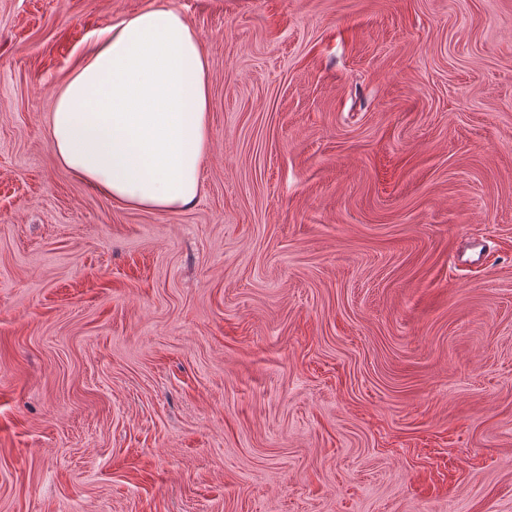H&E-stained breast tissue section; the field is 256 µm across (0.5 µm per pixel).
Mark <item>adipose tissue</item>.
I'll return each mask as SVG.
<instances>
[{"instance_id":"1","label":"adipose tissue","mask_w":512,"mask_h":512,"mask_svg":"<svg viewBox=\"0 0 512 512\" xmlns=\"http://www.w3.org/2000/svg\"><path fill=\"white\" fill-rule=\"evenodd\" d=\"M210 109L195 29L176 5L148 8L96 38L56 98L50 145L91 191L177 212L199 193Z\"/></svg>"}]
</instances>
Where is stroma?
<instances>
[{
    "instance_id": "stroma-1",
    "label": "stroma",
    "mask_w": 512,
    "mask_h": 512,
    "mask_svg": "<svg viewBox=\"0 0 512 512\" xmlns=\"http://www.w3.org/2000/svg\"><path fill=\"white\" fill-rule=\"evenodd\" d=\"M160 0H0V512H512V0H176L196 203L49 115Z\"/></svg>"
}]
</instances>
